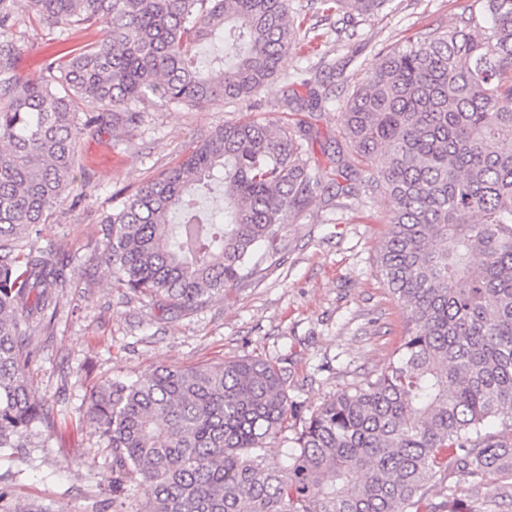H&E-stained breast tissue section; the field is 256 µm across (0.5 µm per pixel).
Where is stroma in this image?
I'll use <instances>...</instances> for the list:
<instances>
[{
	"label": "stroma",
	"instance_id": "35a3bbf8",
	"mask_svg": "<svg viewBox=\"0 0 512 512\" xmlns=\"http://www.w3.org/2000/svg\"><path fill=\"white\" fill-rule=\"evenodd\" d=\"M310 0H294L305 25L321 36L302 43L285 61L288 74L311 82L326 79L322 64L344 67L336 96L345 100L371 72L381 53L401 49L469 16L475 0H389L379 13L356 23L353 35L336 37V14L321 18ZM16 36L26 44L17 70L41 72L52 56L95 41L90 30H49L19 10ZM280 82L250 100L199 108L144 105L143 120L111 139L102 132L79 147L83 177L73 193L81 204L53 210L44 237L58 243L71 283L53 323L31 337L29 365L38 398L61 411L64 422L48 447L31 436L26 447L0 448V505L17 512L26 505L49 512H141L145 487L127 485L122 509L112 505V451L82 418L91 391L112 379H131L161 366L190 367L250 356L278 364L285 372L288 400L312 409L338 391L364 383L387 365L407 319L376 269V252L388 230V210L369 197L363 179L344 182L343 195L318 189L284 225L279 251L265 258L259 273L229 288L202 310L173 317L141 296L113 287L104 264L92 255L104 221L119 202L157 177L224 121L248 114L260 119L311 126V151L328 169V151L342 143L341 109L283 112ZM456 493L459 512H512V472H488L475 479L438 477L429 484L422 512H448Z\"/></svg>",
	"mask_w": 512,
	"mask_h": 512
}]
</instances>
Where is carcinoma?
I'll return each mask as SVG.
<instances>
[{"mask_svg": "<svg viewBox=\"0 0 512 512\" xmlns=\"http://www.w3.org/2000/svg\"><path fill=\"white\" fill-rule=\"evenodd\" d=\"M389 0H320L347 22ZM380 56L343 102L342 134L366 187L388 202L376 257L406 314L395 357L373 379L304 413L278 365L251 357L161 367L92 390L85 416L112 471L145 484L142 512H403L446 470H512V0ZM49 29L100 30L92 44L22 76L18 0H0V448L48 438L35 396L32 332L70 287L59 245L35 247L50 212L74 201L80 141L137 127L141 104L245 101L282 71L302 28L292 0H26ZM224 42V56L199 49ZM285 82L281 107L336 103ZM308 89V99L296 87ZM301 122L227 120L122 201L97 258L114 282L173 313L195 312L253 273L261 245L323 184ZM221 188L224 221L200 204ZM480 259V268L473 266ZM490 418L501 430L483 433ZM301 421L287 462L267 448Z\"/></svg>", "mask_w": 512, "mask_h": 512, "instance_id": "cac0c4a2", "label": "carcinoma"}]
</instances>
